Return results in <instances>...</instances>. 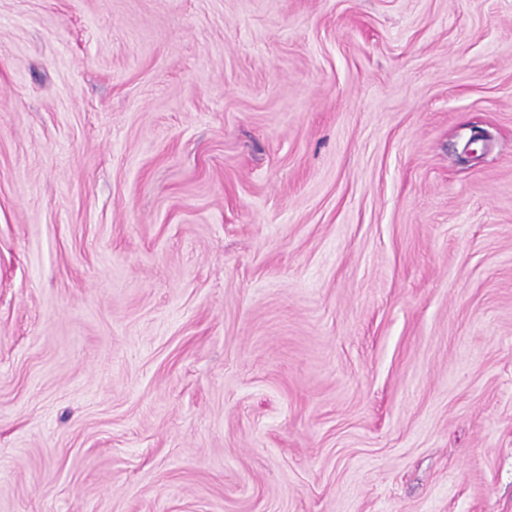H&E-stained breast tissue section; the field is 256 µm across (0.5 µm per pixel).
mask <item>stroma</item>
I'll return each mask as SVG.
<instances>
[{"label":"stroma","mask_w":512,"mask_h":512,"mask_svg":"<svg viewBox=\"0 0 512 512\" xmlns=\"http://www.w3.org/2000/svg\"><path fill=\"white\" fill-rule=\"evenodd\" d=\"M0 512H512V0H0Z\"/></svg>","instance_id":"stroma-1"}]
</instances>
